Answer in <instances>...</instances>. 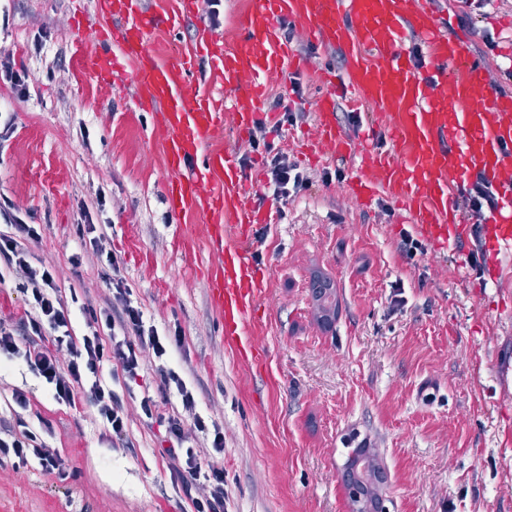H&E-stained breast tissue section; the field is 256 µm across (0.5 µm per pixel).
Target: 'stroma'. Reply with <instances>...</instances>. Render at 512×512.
I'll return each mask as SVG.
<instances>
[{"label":"stroma","instance_id":"35a3bbf8","mask_svg":"<svg viewBox=\"0 0 512 512\" xmlns=\"http://www.w3.org/2000/svg\"><path fill=\"white\" fill-rule=\"evenodd\" d=\"M440 15L463 28L476 54L483 33L505 39L512 0L480 8L434 0ZM83 0H0V60L21 85L0 80V199L26 222L44 225L34 257L53 260L62 285L83 212L109 225L112 249L146 317L157 328L179 324L185 351L171 366L201 388L199 409L224 426V488L228 512H350L343 470L357 446L376 453L388 476L389 512H512V293L471 263L472 245L458 253L433 249L406 260L400 245L416 236L396 206L362 209L343 181L347 161L312 164L294 143L315 124L322 93L320 67L342 69L341 52L316 51L318 65L285 68L269 93L304 88L305 113L283 129L313 179L288 206V221L266 224L251 242L267 286L257 304L255 336L267 369L257 370L225 345L220 320L201 274L206 245L191 255L175 247L180 220L163 193L167 177L150 113L132 94L102 98L96 80H79L69 19ZM197 22L179 20L149 36L161 62L175 46L193 44ZM150 253V265L126 254L125 235ZM330 278L337 314L316 319L309 283ZM404 303H393L394 295ZM32 392L37 413L55 422L50 446L69 457L78 479L0 465V512H185L157 449L163 427L133 419L134 445L114 448L93 415L57 405L26 367L0 368V418L14 419L13 387Z\"/></svg>","mask_w":512,"mask_h":512}]
</instances>
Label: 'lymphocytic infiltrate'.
Here are the masks:
<instances>
[{
  "label": "lymphocytic infiltrate",
  "instance_id": "lymphocytic-infiltrate-1",
  "mask_svg": "<svg viewBox=\"0 0 512 512\" xmlns=\"http://www.w3.org/2000/svg\"><path fill=\"white\" fill-rule=\"evenodd\" d=\"M271 110L280 114L271 130L251 140L261 155L265 181L262 198L278 205L280 221L288 219V204L311 185L307 171L281 147L279 136L297 121L286 108L284 93H276ZM13 203L0 202V214L11 220L0 228V281L12 277L14 289L26 307L15 324L0 322V362L24 363L44 380L53 400L71 409L89 408L115 445H127L129 425L138 417L164 426L168 441L161 454L167 461L170 483L190 512H224V469L217 463L224 455V427L207 424L198 412L197 386L169 364L184 349L180 328L157 329L145 321L144 305L120 270L106 225L85 219L77 225L79 247L70 257L73 281L61 288L54 263L32 258L31 243L41 240L43 227L14 216ZM96 260V275L108 293L94 297L85 286V259ZM81 316L82 332L72 326ZM151 375L155 393L125 398L132 382ZM179 405H171V396ZM211 431L208 455L192 443L197 433ZM51 419L38 417L36 424L23 419H0V461L15 470L39 466L41 471L68 479L73 469L68 458L48 448L53 435Z\"/></svg>",
  "mask_w": 512,
  "mask_h": 512
}]
</instances>
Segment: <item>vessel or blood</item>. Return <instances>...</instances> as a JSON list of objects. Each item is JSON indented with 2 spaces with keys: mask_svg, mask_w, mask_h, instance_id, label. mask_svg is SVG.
I'll list each match as a JSON object with an SVG mask.
<instances>
[{
  "mask_svg": "<svg viewBox=\"0 0 512 512\" xmlns=\"http://www.w3.org/2000/svg\"><path fill=\"white\" fill-rule=\"evenodd\" d=\"M90 13L108 26L91 45L84 20L71 18L77 74L103 82L113 96L133 87L138 109H158L166 204L176 215L205 219L200 237L215 256L204 271L209 302L225 343L243 359L263 363L249 340L260 328L256 305L264 286L249 243L274 216L257 203L237 156L216 140L228 121L241 140L256 122L275 124L276 113L263 109L266 82L297 59L283 34L286 22L314 46L338 47L345 59L339 80L321 76L326 89L313 103L315 127L301 154L313 163L355 160L346 191L359 206L387 197L438 252L480 239L489 277H505L501 258L512 252V94L495 87L489 62L466 39L444 34L445 20L429 0H250L232 38L201 26L194 48L168 64L148 44L164 21L159 11L144 9L142 0H92ZM410 37L427 47V74L406 55ZM202 57L208 91L194 85ZM342 95L374 109L363 140H351L337 121ZM374 138L387 139L389 150L369 147ZM474 174L498 197L479 226L465 223L460 209ZM197 238L180 237L178 250L192 253Z\"/></svg>",
  "mask_w": 512,
  "mask_h": 512,
  "instance_id": "vessel-or-blood-1",
  "label": "vessel or blood"
}]
</instances>
